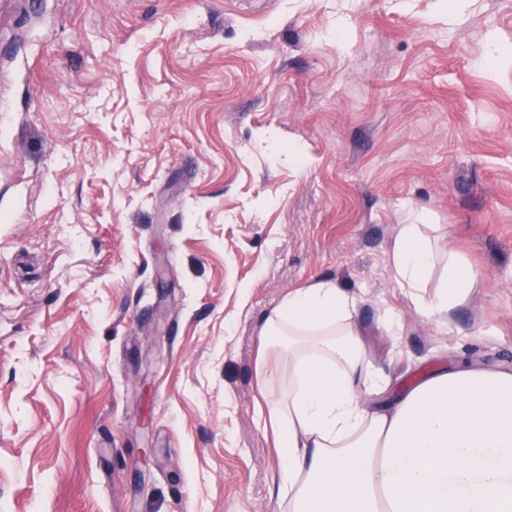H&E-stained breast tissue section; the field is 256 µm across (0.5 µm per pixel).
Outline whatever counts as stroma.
I'll return each instance as SVG.
<instances>
[{
  "instance_id": "35a3bbf8",
  "label": "stroma",
  "mask_w": 512,
  "mask_h": 512,
  "mask_svg": "<svg viewBox=\"0 0 512 512\" xmlns=\"http://www.w3.org/2000/svg\"><path fill=\"white\" fill-rule=\"evenodd\" d=\"M322 279L391 389L512 367V0H0V512H272L260 329ZM441 252L448 257V262L434 294L428 299L417 295L413 301L414 313L437 328L447 327L451 312L469 298L476 284L474 269L455 257L449 243L440 246L436 240L424 235L421 224L400 225L391 252V264L397 278L416 291L427 288Z\"/></svg>"
}]
</instances>
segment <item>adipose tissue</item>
Instances as JSON below:
<instances>
[{"instance_id": "adipose-tissue-1", "label": "adipose tissue", "mask_w": 512, "mask_h": 512, "mask_svg": "<svg viewBox=\"0 0 512 512\" xmlns=\"http://www.w3.org/2000/svg\"><path fill=\"white\" fill-rule=\"evenodd\" d=\"M434 294L414 313L447 326L476 273L452 249L401 225L391 252L406 287ZM357 299L329 280L289 292L261 328L288 372L264 412L282 450L275 495L288 512H512V369L433 371L389 393L356 321Z\"/></svg>"}]
</instances>
